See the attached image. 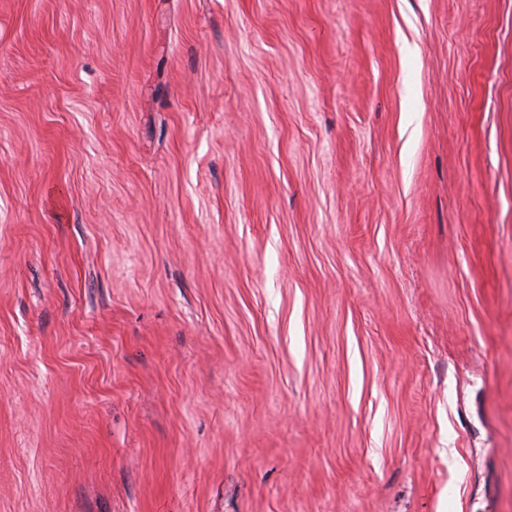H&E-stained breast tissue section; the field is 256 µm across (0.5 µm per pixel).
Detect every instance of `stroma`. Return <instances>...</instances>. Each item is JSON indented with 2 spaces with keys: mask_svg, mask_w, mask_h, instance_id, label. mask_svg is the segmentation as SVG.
<instances>
[{
  "mask_svg": "<svg viewBox=\"0 0 512 512\" xmlns=\"http://www.w3.org/2000/svg\"><path fill=\"white\" fill-rule=\"evenodd\" d=\"M0 512H512V0H0Z\"/></svg>",
  "mask_w": 512,
  "mask_h": 512,
  "instance_id": "obj_1",
  "label": "stroma"
}]
</instances>
